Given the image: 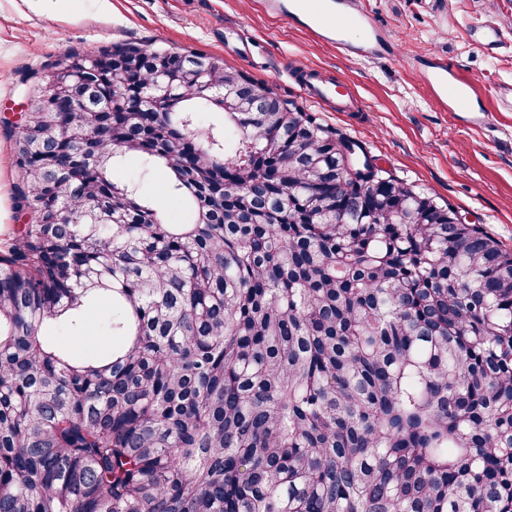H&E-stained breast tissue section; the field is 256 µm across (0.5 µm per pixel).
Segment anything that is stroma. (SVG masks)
<instances>
[{"label": "stroma", "mask_w": 512, "mask_h": 512, "mask_svg": "<svg viewBox=\"0 0 512 512\" xmlns=\"http://www.w3.org/2000/svg\"><path fill=\"white\" fill-rule=\"evenodd\" d=\"M363 7L390 31V56L344 59L295 24L254 12L249 0H0V248L32 221L14 205L18 169L4 133L7 123H20L35 88L22 75L71 50L141 42L203 51L272 85L324 124L365 141L379 166L512 249V110L494 107L496 90L512 85V0H363ZM488 21L501 28L492 51L472 37ZM244 44L245 57L238 52ZM436 53L478 83L493 109L488 124L463 123L433 103L415 62ZM305 67L351 91V107L308 101L295 76Z\"/></svg>", "instance_id": "stroma-1"}]
</instances>
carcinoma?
Returning a JSON list of instances; mask_svg holds the SVG:
<instances>
[{"instance_id": "cac0c4a2", "label": "carcinoma", "mask_w": 512, "mask_h": 512, "mask_svg": "<svg viewBox=\"0 0 512 512\" xmlns=\"http://www.w3.org/2000/svg\"><path fill=\"white\" fill-rule=\"evenodd\" d=\"M42 95L7 127L0 512H512L511 252L206 53L70 52ZM124 174L134 179L140 180L142 193L144 195L155 198L160 208L167 212L170 217L176 219L180 216L175 205L165 195L162 194L161 183L163 177L160 173L155 172L143 176L137 164L135 162H130L126 169H124ZM48 334L59 336V342L72 347L73 351L76 353H83L91 348H107L112 346V336L106 335L105 330L100 328L94 330L83 344L72 342L66 337L65 333L60 330H51Z\"/></svg>"}]
</instances>
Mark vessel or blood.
<instances>
[{
    "label": "vessel or blood",
    "instance_id": "1",
    "mask_svg": "<svg viewBox=\"0 0 512 512\" xmlns=\"http://www.w3.org/2000/svg\"><path fill=\"white\" fill-rule=\"evenodd\" d=\"M257 11L299 23L314 39L329 44L345 57L379 59L389 55L393 40L362 9L360 0H253ZM423 80L433 102L443 110L458 113L468 124L489 119L483 109L477 83L449 64L446 56L430 58L422 65ZM303 93L312 100L347 108L340 86L318 73H306Z\"/></svg>",
    "mask_w": 512,
    "mask_h": 512
}]
</instances>
